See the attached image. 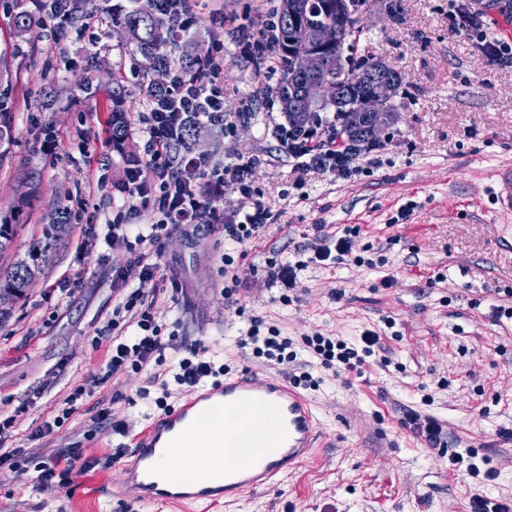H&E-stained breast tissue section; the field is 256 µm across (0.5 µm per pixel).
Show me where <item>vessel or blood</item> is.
Returning <instances> with one entry per match:
<instances>
[{
	"mask_svg": "<svg viewBox=\"0 0 512 512\" xmlns=\"http://www.w3.org/2000/svg\"><path fill=\"white\" fill-rule=\"evenodd\" d=\"M493 196L501 212L512 213L511 164L495 169ZM245 412L254 413V426L240 425ZM217 421L224 422L225 439L238 448L241 462L215 465L204 481L166 480L163 462L171 449ZM318 428L312 404L286 381L244 371L228 373L208 388L191 389L182 404L151 418L123 467L122 483L136 491L138 501L178 506L213 501L224 493L244 494L270 485L311 456Z\"/></svg>",
	"mask_w": 512,
	"mask_h": 512,
	"instance_id": "1",
	"label": "vessel or blood"
}]
</instances>
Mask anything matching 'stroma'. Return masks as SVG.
<instances>
[{"label": "stroma", "instance_id": "1", "mask_svg": "<svg viewBox=\"0 0 512 512\" xmlns=\"http://www.w3.org/2000/svg\"><path fill=\"white\" fill-rule=\"evenodd\" d=\"M132 7V0H108L98 27L70 33L62 55L44 31L17 37L12 0H0V56L11 69L0 96L13 126L0 165V217L11 215L13 226L1 270L27 257L49 216L79 196L100 217L123 203L116 187L129 157L144 159L145 140L136 131L119 144L107 140L110 100L86 97L78 84L122 76L131 112L145 110L142 58L112 27L113 12ZM224 42V122L206 124L194 153L215 161L255 156L249 179L271 217L259 239L238 247L216 230L163 235L160 271L180 289L157 292L153 312L179 341L208 347L233 370L271 376L277 367L239 348L238 338L255 320L276 326L293 343L296 371L320 380L309 396L321 431L313 455L276 486L193 512H468L477 492L512 505V319L493 311L512 304V238L499 236L512 214L496 212L490 192L492 170L512 164V67L487 60L450 17L448 0H373L354 54L381 59L403 84L378 148L361 152L357 171L344 179L297 169L267 132L269 120L284 122L282 110L247 107L262 76L236 52L232 34ZM48 134L57 144L51 157L40 151ZM31 170L41 192L24 201ZM102 177L107 187L99 186ZM354 224L361 231L353 257L309 263L291 301L268 285L269 261L308 260L319 234ZM226 254L249 277L236 305L223 296ZM75 274L74 297L59 300L52 284ZM122 294L111 255L88 225L72 224L0 321V454L23 451L16 465L0 466V512H128L112 494L122 462L74 468L68 487L43 491L33 465L76 446L86 459L106 455L113 436L92 421L98 403L134 433L156 414L155 365L106 372L103 328ZM368 329L380 332L384 348L360 376L323 367L303 344L317 333L353 341ZM94 379L99 387L61 427L33 439L64 398ZM413 413L439 420L446 447L416 438ZM468 445L498 470L496 480L477 488L449 471V451Z\"/></svg>", "mask_w": 512, "mask_h": 512}]
</instances>
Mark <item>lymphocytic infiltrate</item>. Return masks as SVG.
<instances>
[{"instance_id":"obj_1","label":"lymphocytic infiltrate","mask_w":512,"mask_h":512,"mask_svg":"<svg viewBox=\"0 0 512 512\" xmlns=\"http://www.w3.org/2000/svg\"><path fill=\"white\" fill-rule=\"evenodd\" d=\"M208 0H154L156 12L166 20L174 35L189 34L196 11ZM450 13L462 19L473 41L490 60L512 64V41L491 35L483 13L471 0H450ZM275 21L266 16L262 29L239 22L235 15L216 9L209 31L211 51L195 60L191 68L178 62L168 66L169 81L162 91L148 101L138 113L135 124L145 138L144 160L130 164L125 170L120 191L124 203L112 217L106 218L100 239L112 251V279L131 284L132 289L112 309L106 324L110 335L107 370H142L151 362L161 361L166 349L175 348V337H163L149 306L148 294L157 292L163 278L157 258L161 252V233L170 228L194 232L207 226L219 229L225 241L244 244L256 240L265 231L268 212L261 200L255 199L248 179L253 158L237 155L230 163L211 162L191 152L173 153L172 146L183 133L186 120L192 117L210 122L224 120V35L231 32L241 56L260 63L264 77L253 91V98L263 99L266 109L275 102L270 94L278 81V68L270 62ZM270 133L278 139L288 155L299 160L301 168H319L348 177L357 156L355 149L336 136V122L320 117L300 127L273 125ZM235 183L240 192L252 197L249 211L224 214L218 205L225 183ZM147 223H140V216ZM134 336H127L128 328ZM305 345L320 356L324 365L345 371H362L368 357L380 346V336L368 331L359 344L316 335L305 338ZM241 346L253 349V355L281 366H289L297 355L288 339L276 327L261 331L252 325ZM227 366H215L204 346L186 349L174 379L184 388H192L203 378L227 373Z\"/></svg>"}]
</instances>
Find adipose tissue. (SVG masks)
I'll use <instances>...</instances> for the list:
<instances>
[{
	"label": "adipose tissue",
	"mask_w": 512,
	"mask_h": 512,
	"mask_svg": "<svg viewBox=\"0 0 512 512\" xmlns=\"http://www.w3.org/2000/svg\"><path fill=\"white\" fill-rule=\"evenodd\" d=\"M224 426L213 423L202 432L187 439L181 448L174 452L179 461L178 468L173 469V478L179 480L199 479L206 475L213 460L227 463L234 462L235 456L231 449L225 448L222 440L217 439V432L223 431Z\"/></svg>",
	"instance_id": "obj_1"
}]
</instances>
